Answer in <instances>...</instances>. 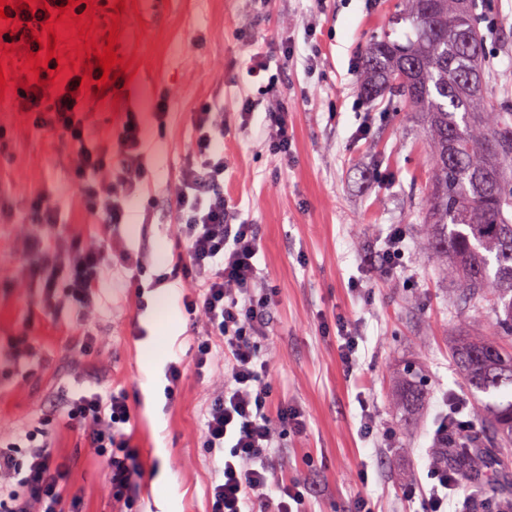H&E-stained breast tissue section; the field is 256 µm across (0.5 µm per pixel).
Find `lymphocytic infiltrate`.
<instances>
[{"instance_id":"obj_1","label":"lymphocytic infiltrate","mask_w":512,"mask_h":512,"mask_svg":"<svg viewBox=\"0 0 512 512\" xmlns=\"http://www.w3.org/2000/svg\"><path fill=\"white\" fill-rule=\"evenodd\" d=\"M67 0H13L4 13L15 30L0 34V42L19 43L37 52L48 41L49 14L58 13ZM101 70L82 83L81 72H69L55 89L33 81L19 89L25 112L37 128L57 135L75 150L72 170L88 211L102 232L89 244L65 236L64 213L44 196L32 198L25 221L52 229V236L33 239L47 255L44 266L32 269L31 278L42 290L53 312L93 309L113 268L115 237L126 223L129 197L144 191L148 178L143 137L135 115H128L117 131L114 147H100L87 137L91 104L98 93ZM224 110L207 108L194 122L187 162L176 195L180 222L175 227L183 254L170 261L171 276L194 283L182 297L184 312L201 323L194 343L197 371L218 365L224 387L203 411L206 448L224 451L222 480L210 488V512H294L304 495L298 484L277 483L267 462L276 425L301 429L295 411L279 415L270 410V358L263 348L267 335L264 317L272 294L262 288L254 259L259 251L256 228L238 220L237 208L224 192ZM67 421L78 424L86 440L109 451L105 489L112 500L128 499L140 474L135 451L124 431L131 421L126 390L78 393L63 410ZM26 449L25 464H18L17 449ZM65 468L53 452L50 437L34 436L18 428L0 436V512H67Z\"/></svg>"}]
</instances>
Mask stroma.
<instances>
[{
	"label": "stroma",
	"mask_w": 512,
	"mask_h": 512,
	"mask_svg": "<svg viewBox=\"0 0 512 512\" xmlns=\"http://www.w3.org/2000/svg\"><path fill=\"white\" fill-rule=\"evenodd\" d=\"M479 25L493 79L492 98L512 104V0H486ZM394 0H136L120 23L115 49L131 70L94 104L88 136L108 145L127 113H136L152 167L146 193L133 200L121 247L138 253L143 281L166 270L175 247L178 176L193 135L192 118L207 105L224 108V192L241 221L260 237L255 264L272 289L267 319L272 411L300 410L306 426L276 437L270 450L277 480L298 483L303 512H349L370 499L376 512H421L428 461L442 411L462 384L451 351L462 338L440 260L416 241L427 222L423 196L432 179L430 151L415 112H387L359 92L362 53L394 24ZM271 61L252 78L244 62L255 46ZM28 53L0 48L7 88L0 97V433L18 423L52 435L67 465L66 489L81 512H209L214 477L201 446L203 410L222 385L220 369L187 371L166 399L169 362L190 358L196 332L180 309L182 279L147 298L113 280L85 321L100 336L85 355L69 318L45 309L26 273L43 261L23 244L32 195L43 193L69 217L70 233L94 231L70 169L74 154L51 133L34 129L16 89ZM169 100L157 125L152 106ZM255 106L251 124L236 112L241 96ZM288 114L293 160L282 163L261 136L269 107ZM402 226L406 248L393 273L380 270L385 239ZM344 315L363 340L354 371L342 366L333 323ZM173 336H165L163 328ZM29 332L42 368L26 377L15 339ZM424 374L428 395L413 416L393 409L390 394L405 364ZM118 385L134 410L130 443L142 468L130 505L102 492L104 458L77 425L56 412L75 391ZM372 418L373 434L364 420ZM415 497H407V487Z\"/></svg>",
	"instance_id": "1"
}]
</instances>
